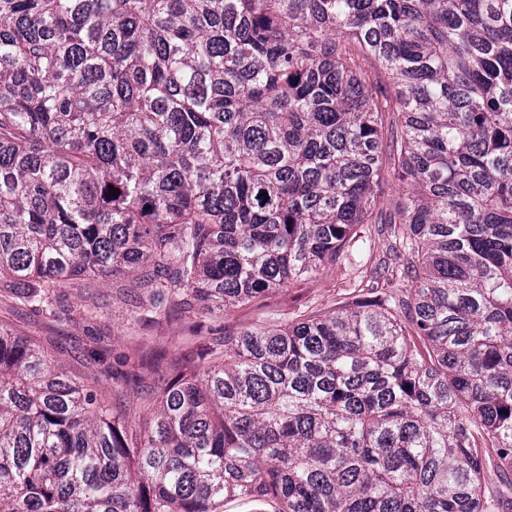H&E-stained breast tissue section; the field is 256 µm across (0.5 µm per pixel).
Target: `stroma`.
<instances>
[{
  "label": "stroma",
  "instance_id": "35a3bbf8",
  "mask_svg": "<svg viewBox=\"0 0 512 512\" xmlns=\"http://www.w3.org/2000/svg\"><path fill=\"white\" fill-rule=\"evenodd\" d=\"M354 270L330 266L312 278H301L262 293L250 303L223 312L196 307L158 316L134 314L123 295L129 278H109L98 284L64 286L70 311L52 318L39 316L0 297V325L36 339L59 366L88 382L141 422V396L156 387L170 358L191 360L216 339L305 315H324L349 308ZM93 317H86V309ZM105 347L111 352V375L100 373L85 356Z\"/></svg>",
  "mask_w": 512,
  "mask_h": 512
}]
</instances>
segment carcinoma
Returning a JSON list of instances; mask_svg holds the SVG:
<instances>
[{"label": "carcinoma", "mask_w": 512, "mask_h": 512, "mask_svg": "<svg viewBox=\"0 0 512 512\" xmlns=\"http://www.w3.org/2000/svg\"><path fill=\"white\" fill-rule=\"evenodd\" d=\"M364 224L409 287L173 364L144 432L0 327V512H512V0H0V297L224 311ZM278 505L273 502H255L248 499H234L224 502L221 512H276Z\"/></svg>", "instance_id": "carcinoma-1"}]
</instances>
